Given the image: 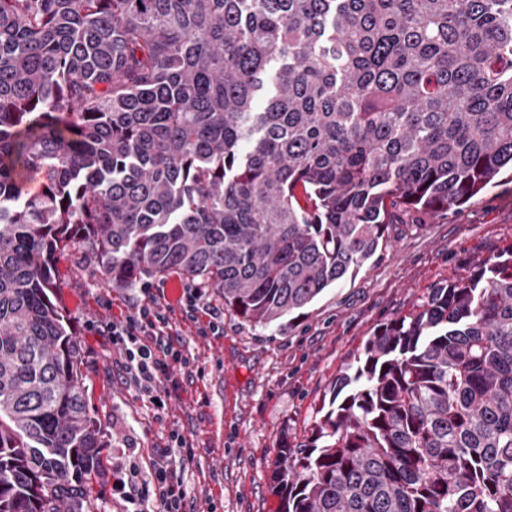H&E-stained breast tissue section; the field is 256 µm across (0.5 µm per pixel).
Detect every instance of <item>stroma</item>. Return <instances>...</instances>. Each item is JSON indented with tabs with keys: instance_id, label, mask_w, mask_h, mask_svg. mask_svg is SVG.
Masks as SVG:
<instances>
[{
	"instance_id": "stroma-1",
	"label": "stroma",
	"mask_w": 512,
	"mask_h": 512,
	"mask_svg": "<svg viewBox=\"0 0 512 512\" xmlns=\"http://www.w3.org/2000/svg\"><path fill=\"white\" fill-rule=\"evenodd\" d=\"M512 244V180L487 186L462 208L389 227V244L360 272L325 292L293 325H257L225 310L224 333L198 336L179 320L177 341L202 374L184 375L163 417L126 385L108 337L89 322L143 303L141 285L105 282L80 246L57 255L56 296L81 344L86 398L108 443L107 472L92 485L91 512H123L112 497L111 467L136 463L148 473L154 449L179 429L196 450L183 489L197 512L223 495L224 512H275L270 488L283 442L304 443L337 376L353 364L375 328L410 313L430 288L470 275L474 265Z\"/></svg>"
}]
</instances>
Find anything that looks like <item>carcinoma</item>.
<instances>
[{
  "label": "carcinoma",
  "instance_id": "cac0c4a2",
  "mask_svg": "<svg viewBox=\"0 0 512 512\" xmlns=\"http://www.w3.org/2000/svg\"><path fill=\"white\" fill-rule=\"evenodd\" d=\"M509 170L512 0H0V512H89L108 447L62 247L282 325ZM270 485L278 512H512V245L379 326Z\"/></svg>",
  "mask_w": 512,
  "mask_h": 512
}]
</instances>
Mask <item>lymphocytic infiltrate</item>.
<instances>
[{
    "label": "lymphocytic infiltrate",
    "instance_id": "1",
    "mask_svg": "<svg viewBox=\"0 0 512 512\" xmlns=\"http://www.w3.org/2000/svg\"><path fill=\"white\" fill-rule=\"evenodd\" d=\"M201 297L200 289L188 288L176 303L161 305L153 300L106 325L113 347L120 352L129 385L147 396L158 411H165L176 395L179 375L195 367L194 358L174 343L168 331L170 316L178 309L195 316ZM194 459L192 443L178 430H171L168 447L154 453L149 480L139 481L134 472L126 477L113 474L112 493L123 501L125 512H194L181 479L186 465Z\"/></svg>",
    "mask_w": 512,
    "mask_h": 512
}]
</instances>
